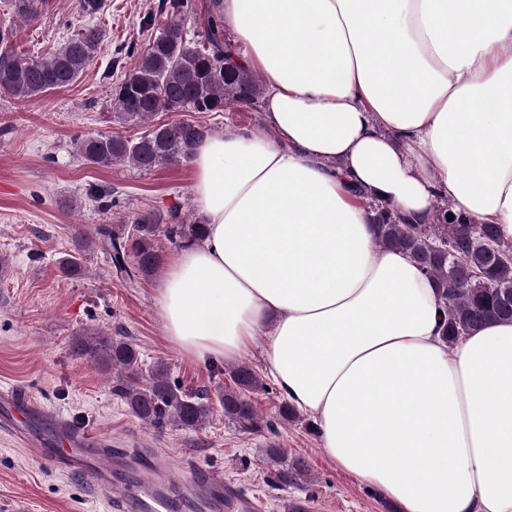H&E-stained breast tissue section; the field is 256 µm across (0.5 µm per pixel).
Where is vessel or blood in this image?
Segmentation results:
<instances>
[{
	"label": "vessel or blood",
	"mask_w": 512,
	"mask_h": 512,
	"mask_svg": "<svg viewBox=\"0 0 512 512\" xmlns=\"http://www.w3.org/2000/svg\"><path fill=\"white\" fill-rule=\"evenodd\" d=\"M0 433L49 468L81 478L111 512H267L264 498L223 470L189 459L177 479L152 451L116 448L110 436L55 413L22 388L0 386Z\"/></svg>",
	"instance_id": "1"
}]
</instances>
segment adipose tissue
Wrapping results in <instances>:
<instances>
[{
    "mask_svg": "<svg viewBox=\"0 0 512 512\" xmlns=\"http://www.w3.org/2000/svg\"><path fill=\"white\" fill-rule=\"evenodd\" d=\"M273 136L225 125L193 156L207 233L170 263L166 334L264 361L342 470L399 512H512V322L447 345L442 300L375 249L363 188L448 199L512 240V0H221Z\"/></svg>",
    "mask_w": 512,
    "mask_h": 512,
    "instance_id": "ef3b65f1",
    "label": "adipose tissue"
}]
</instances>
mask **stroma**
<instances>
[{
    "mask_svg": "<svg viewBox=\"0 0 512 512\" xmlns=\"http://www.w3.org/2000/svg\"><path fill=\"white\" fill-rule=\"evenodd\" d=\"M163 0H102L86 17L82 0H48L42 15L23 22L0 0V25L12 26V48L46 57L87 24L101 29L97 55L76 82L26 101L0 98V384L32 390L49 408L76 423L107 432L119 448H155L170 456L174 476L187 458L223 468L225 476L263 496L269 512L287 501H309L312 512H398L352 475L340 470L320 445L307 418L280 423L285 397L275 381L254 395L275 432L243 434L228 426L218 395L228 377L224 362H200L168 340L157 305L164 272L117 278L106 253L92 246L81 258L87 277L65 276L61 257L74 252L100 224L116 225L144 210L178 208L194 214L191 161L148 172L125 164H84L74 142L101 132L136 134L112 119V85L148 47L145 20L161 24ZM111 189L107 208L87 198L89 186ZM123 336L137 348L143 368L162 362L183 391L209 390L213 412L196 430L144 426L112 391V376L76 356L70 340L81 333ZM279 444L303 457L306 480L282 485L280 465L262 453ZM0 512H108L105 500L74 477L56 474L0 435Z\"/></svg>",
    "mask_w": 512,
    "mask_h": 512,
    "instance_id": "stroma-1",
    "label": "stroma"
}]
</instances>
